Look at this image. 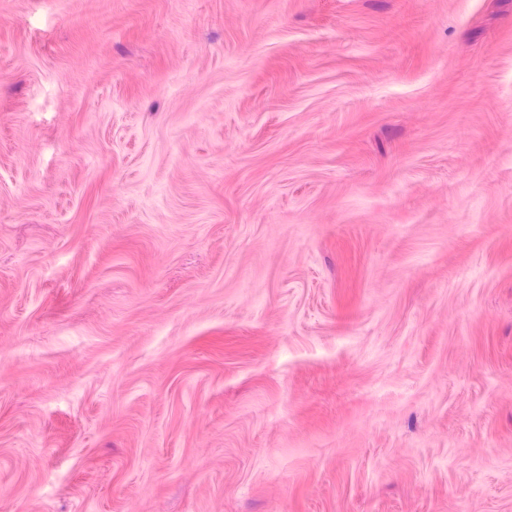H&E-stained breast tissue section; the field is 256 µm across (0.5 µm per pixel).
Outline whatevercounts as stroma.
<instances>
[{"mask_svg": "<svg viewBox=\"0 0 512 512\" xmlns=\"http://www.w3.org/2000/svg\"><path fill=\"white\" fill-rule=\"evenodd\" d=\"M0 512H512V0H0Z\"/></svg>", "mask_w": 512, "mask_h": 512, "instance_id": "1", "label": "stroma"}]
</instances>
